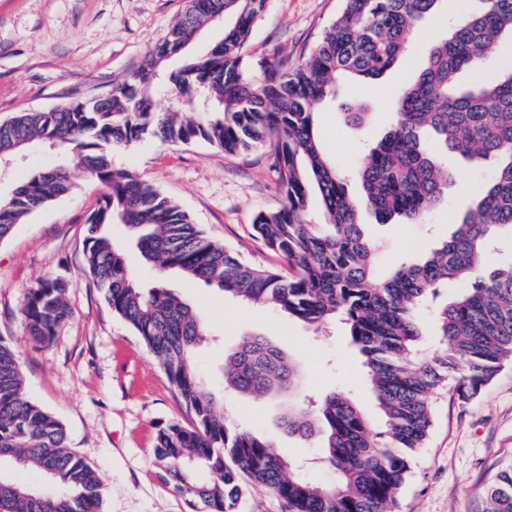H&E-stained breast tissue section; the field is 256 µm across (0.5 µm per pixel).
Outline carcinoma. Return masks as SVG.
Listing matches in <instances>:
<instances>
[{"instance_id": "cac0c4a2", "label": "carcinoma", "mask_w": 512, "mask_h": 512, "mask_svg": "<svg viewBox=\"0 0 512 512\" xmlns=\"http://www.w3.org/2000/svg\"><path fill=\"white\" fill-rule=\"evenodd\" d=\"M442 0H342L322 41L296 64L248 60L244 44L265 0H189L188 8L143 64L101 100L54 112H18L0 122V162L33 143L52 141L66 162L37 171L0 200V241L34 210L81 182L101 186L88 218V268L112 310L141 337L191 416L185 426L159 429L155 463L163 478L206 512H234L247 476L283 499L291 512H391L425 446L431 398L446 381L459 400L476 397L512 360V263L492 252L500 234L512 238V70L493 83L479 79L488 56L512 35V0L482 7L433 43L415 78L394 102L389 131L358 163L361 199L326 158L316 131L318 105L334 102L344 82H364L392 70L408 36ZM228 17L224 38L190 54L187 32ZM181 65L168 69L170 61ZM466 69L474 83L455 84ZM169 84L167 108L156 91ZM357 128L368 116L360 103H340ZM147 135L170 142L203 139L234 155L273 145L274 170L285 204L257 216L255 236L288 263V274L258 268L208 239L188 215L153 185L115 169L109 152ZM474 170L494 163L476 185L455 230L423 259L375 277V252L360 224L363 206L380 221L422 224L447 196L448 155ZM325 223L308 220L312 194ZM122 224L143 261L162 276L178 270L240 301L261 303L311 326L340 321L362 357L382 417L367 419L356 401L330 392L317 402L288 403L279 425L315 441L336 482L296 473L293 462L263 435L228 422L224 402L204 390L196 351L209 335L194 307L168 289H145L129 274L125 251L106 229ZM457 286L434 315L438 348L420 353L418 311L438 288ZM32 338L48 343L71 317L66 285L45 279L22 308ZM228 387L243 395L291 393L298 364L261 336L241 339L224 360ZM32 468L53 484L35 490L0 473V505L8 512H98L102 481L68 447L63 424L28 400L13 347L0 338V467ZM485 512H512V470L489 486Z\"/></svg>"}]
</instances>
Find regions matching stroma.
<instances>
[{
    "mask_svg": "<svg viewBox=\"0 0 512 512\" xmlns=\"http://www.w3.org/2000/svg\"><path fill=\"white\" fill-rule=\"evenodd\" d=\"M341 0H266L244 47L248 58L296 62L321 39ZM187 0H0V120L18 112L47 111L94 96L109 95L137 69L168 33ZM471 0H445L422 20L404 59L383 77L344 84L341 93L361 101L370 118L347 125L337 106H317L314 123L326 157L350 172L363 151L390 129L392 102L418 72L426 50L463 24ZM56 152L34 147L0 173V198L30 173L54 166ZM114 168L157 187L211 239L252 264L287 270V262L256 238L259 213L284 203L270 147L227 155L204 140L172 144L146 137L113 150ZM453 184L426 224H382L374 214L360 218L376 247V271L407 265L427 254L453 230L451 218L471 202L470 189L489 178L454 162ZM102 196L84 183L17 224L0 241V338L20 360L29 400L64 425L70 448L102 479L100 512H196L175 493L153 464L160 428L187 423L188 414L165 372L134 330L114 313L92 280L87 264V224ZM113 244L127 255L129 273L143 287L163 286L192 305L211 337L196 354L206 392L224 400L233 424H248L271 439L303 473L323 484L336 475L315 443L288 436L277 425L280 397L242 396L224 387V354L246 335L265 337L294 358L302 372L299 397L331 391L355 397L371 420L379 414L361 361L345 330L323 329L291 319L263 304L242 302L172 270L157 276L130 242L123 225L108 227ZM49 278L66 284L72 318L52 341L29 336L22 308L28 289ZM512 469V363L469 402L452 384L432 397V423L424 448L411 456L397 494L396 512H484L485 493L498 474Z\"/></svg>",
    "mask_w": 512,
    "mask_h": 512,
    "instance_id": "35a3bbf8",
    "label": "stroma"
}]
</instances>
